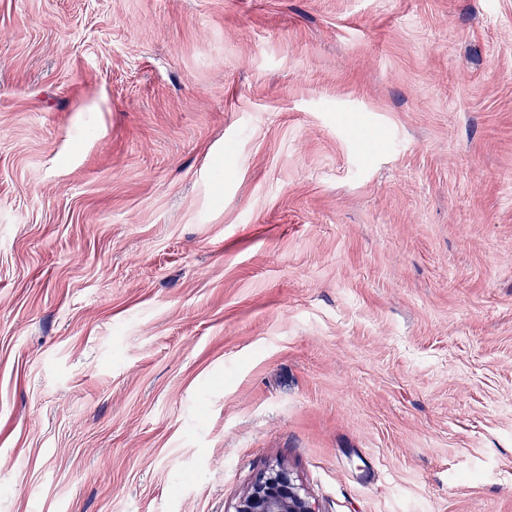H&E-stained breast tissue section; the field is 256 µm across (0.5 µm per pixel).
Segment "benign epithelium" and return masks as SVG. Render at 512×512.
I'll list each match as a JSON object with an SVG mask.
<instances>
[{
	"label": "benign epithelium",
	"mask_w": 512,
	"mask_h": 512,
	"mask_svg": "<svg viewBox=\"0 0 512 512\" xmlns=\"http://www.w3.org/2000/svg\"><path fill=\"white\" fill-rule=\"evenodd\" d=\"M232 512H320L293 473L269 466L234 503Z\"/></svg>",
	"instance_id": "benign-epithelium-1"
}]
</instances>
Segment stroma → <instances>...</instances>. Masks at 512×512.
<instances>
[{"mask_svg": "<svg viewBox=\"0 0 512 512\" xmlns=\"http://www.w3.org/2000/svg\"><path fill=\"white\" fill-rule=\"evenodd\" d=\"M512 512V0H0V512ZM232 512H320L293 473L270 465L234 503Z\"/></svg>", "mask_w": 512, "mask_h": 512, "instance_id": "35a3bbf8", "label": "stroma"}]
</instances>
